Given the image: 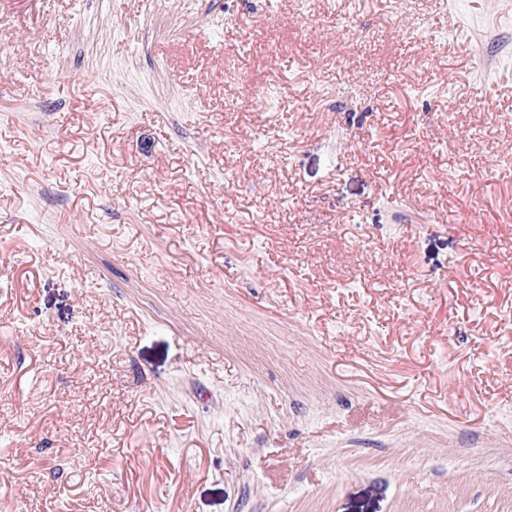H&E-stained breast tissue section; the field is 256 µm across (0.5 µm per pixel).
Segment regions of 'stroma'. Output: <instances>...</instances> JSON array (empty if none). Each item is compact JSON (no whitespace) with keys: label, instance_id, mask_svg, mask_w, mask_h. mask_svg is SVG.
I'll return each instance as SVG.
<instances>
[{"label":"stroma","instance_id":"35a3bbf8","mask_svg":"<svg viewBox=\"0 0 512 512\" xmlns=\"http://www.w3.org/2000/svg\"><path fill=\"white\" fill-rule=\"evenodd\" d=\"M0 512H512V0H0Z\"/></svg>","mask_w":512,"mask_h":512}]
</instances>
